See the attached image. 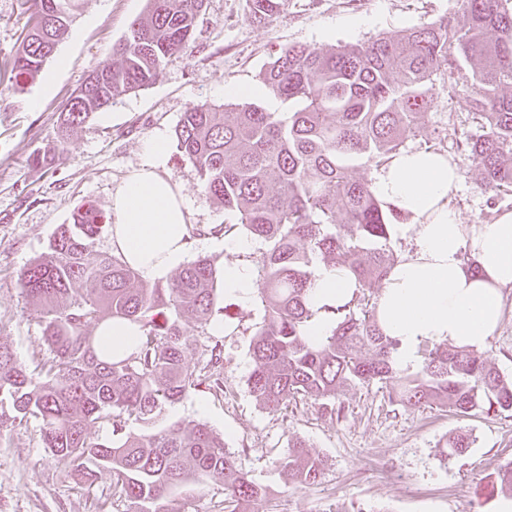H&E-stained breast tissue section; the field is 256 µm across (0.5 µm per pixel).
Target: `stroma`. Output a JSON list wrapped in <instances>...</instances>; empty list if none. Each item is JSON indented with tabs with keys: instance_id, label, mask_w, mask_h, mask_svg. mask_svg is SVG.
<instances>
[{
	"instance_id": "stroma-1",
	"label": "stroma",
	"mask_w": 512,
	"mask_h": 512,
	"mask_svg": "<svg viewBox=\"0 0 512 512\" xmlns=\"http://www.w3.org/2000/svg\"><path fill=\"white\" fill-rule=\"evenodd\" d=\"M148 11L147 0H79L67 38L37 79L18 87L10 79L12 60L26 29L22 0H0V343L26 368L49 357L36 322V308L24 296L19 274L44 252L58 225L68 224L83 205L110 212L112 191L143 163V145L157 130L173 135L182 114L194 105H222L228 83L256 85L275 52L290 45L332 47L426 25L448 16L462 20L460 0H288L275 18L257 23L247 0H205L188 52L171 58L160 77L79 127L67 149L46 167L32 163L56 137L59 111L91 70L112 62V49L130 23ZM39 100L31 109V100ZM468 99L438 88L420 139L454 151L459 139L480 134ZM461 182L450 204L465 223L479 224L512 211V194L484 189L475 163H458ZM167 175L180 187L198 232L189 257L228 262L220 237L210 235L233 216L201 191L198 173L177 149H170ZM232 316L229 333L208 330L199 346L222 345L224 391L193 390L166 410L170 420L193 417L223 434L243 472L268 492L267 512H495L498 497L485 487L501 465L512 461V412L481 411L460 416L445 407L406 409L391 402L381 385L351 383L336 399L345 406L336 420L321 417L307 399L282 412L263 409L251 395L249 344L263 319L260 299L250 304L218 298ZM186 357L197 367L200 353ZM482 354L512 378V288L505 289L502 321ZM469 434L473 443L440 464L449 436ZM324 457L320 484L302 487L277 465L293 439ZM112 495V479L86 483L45 448L35 420L15 422L0 432V512H126Z\"/></svg>"
}]
</instances>
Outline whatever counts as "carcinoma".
<instances>
[{
    "label": "carcinoma",
    "instance_id": "obj_1",
    "mask_svg": "<svg viewBox=\"0 0 512 512\" xmlns=\"http://www.w3.org/2000/svg\"><path fill=\"white\" fill-rule=\"evenodd\" d=\"M31 0L28 29L11 68L16 85L34 81L69 33L77 0ZM250 18L264 21L287 0H248ZM204 0H149L113 50L103 83L61 113L53 147L33 157L49 165L70 136L123 92L152 84L166 62L189 48ZM463 20L440 17L395 37L336 47L289 46L260 73L270 96L288 104L269 112L256 104H197L181 116L176 149L196 168L202 192L234 215L209 234L242 231L265 244L258 294L264 317L254 333L248 387L271 412L303 399L317 401L333 421L345 406L339 387L381 383L391 400L410 408L444 405L459 414L512 411V380L465 347L423 349L421 370L394 367L397 342L377 320L375 288L397 262L386 210L371 180L355 177V163L385 164L419 135L436 102L433 77L463 92L484 129L461 143L477 163L487 190L512 191V0H461ZM112 216L89 205L63 224L38 258L20 274L27 299L39 308L38 325L51 357L33 374L11 348L0 345V430L17 418L39 422L45 448L94 481L112 476L113 496L129 512H185L176 489L210 477L224 482V508L265 505L267 489L244 473L224 437L192 417L170 421L166 409L204 387L224 392L223 350L214 345L195 369L185 363L191 329H205L215 313L220 272L199 257L165 282H146L121 257L96 245L110 234ZM347 271L359 292L327 309L330 336L308 344L313 316L306 294L314 259ZM114 319L139 324L127 356L100 355L88 328ZM368 351L369 357L359 356ZM98 422L112 437L93 440ZM133 424L156 427L135 433ZM471 447L470 436L450 438L441 462ZM279 466L295 483L318 484L327 460L305 443L288 444ZM512 493V462L490 484V495Z\"/></svg>",
    "mask_w": 512,
    "mask_h": 512
}]
</instances>
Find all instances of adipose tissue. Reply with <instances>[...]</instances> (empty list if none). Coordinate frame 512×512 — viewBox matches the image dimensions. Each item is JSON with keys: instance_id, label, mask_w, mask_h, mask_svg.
<instances>
[{"instance_id": "obj_1", "label": "adipose tissue", "mask_w": 512, "mask_h": 512, "mask_svg": "<svg viewBox=\"0 0 512 512\" xmlns=\"http://www.w3.org/2000/svg\"><path fill=\"white\" fill-rule=\"evenodd\" d=\"M144 150V162L112 193L110 243L153 283L186 261L191 223L181 190L166 173L165 133L154 131ZM459 182V167L447 155L412 149L393 154L372 177L375 197L404 218L391 226V236L409 244L377 304L384 333L397 342L393 362L401 370L418 368L427 345L483 348L501 320L503 292L512 288V212L464 223L449 203ZM223 245L232 256L224 265V294L250 303L258 283L240 257L252 252V243L228 235ZM358 289L341 269L323 263L314 268L307 292L313 313L305 328L309 344H320L333 327L322 306L344 304Z\"/></svg>"}]
</instances>
